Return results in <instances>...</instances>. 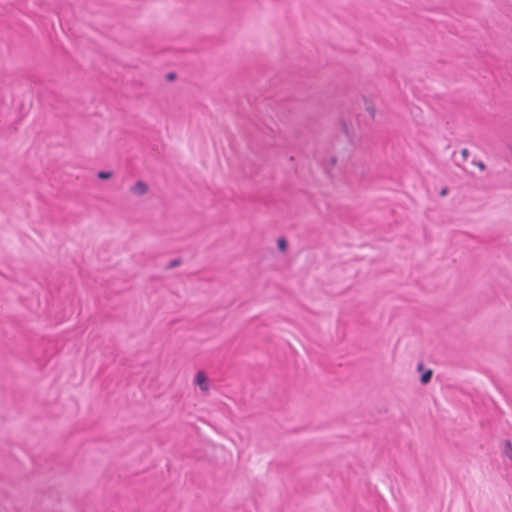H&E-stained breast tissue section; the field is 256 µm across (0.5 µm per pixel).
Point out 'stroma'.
Segmentation results:
<instances>
[{
	"label": "stroma",
	"mask_w": 512,
	"mask_h": 512,
	"mask_svg": "<svg viewBox=\"0 0 512 512\" xmlns=\"http://www.w3.org/2000/svg\"><path fill=\"white\" fill-rule=\"evenodd\" d=\"M0 512H512V0H0Z\"/></svg>",
	"instance_id": "obj_1"
}]
</instances>
